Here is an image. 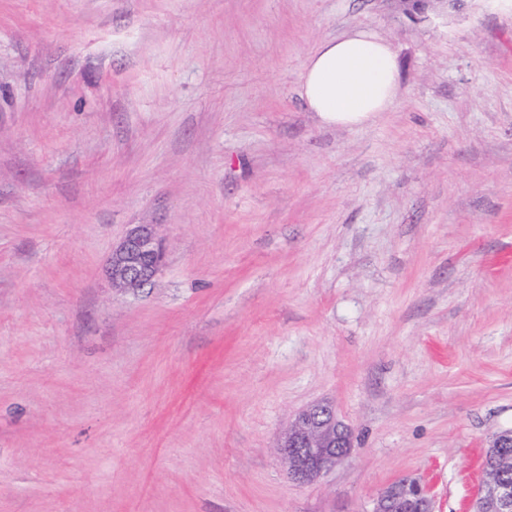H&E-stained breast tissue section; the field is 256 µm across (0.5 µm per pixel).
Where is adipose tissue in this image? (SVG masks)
<instances>
[{
  "instance_id": "adipose-tissue-1",
  "label": "adipose tissue",
  "mask_w": 512,
  "mask_h": 512,
  "mask_svg": "<svg viewBox=\"0 0 512 512\" xmlns=\"http://www.w3.org/2000/svg\"><path fill=\"white\" fill-rule=\"evenodd\" d=\"M399 90V66L389 44L356 30L322 42L305 60L299 93L327 126L356 127L388 111Z\"/></svg>"
}]
</instances>
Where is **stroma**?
Listing matches in <instances>:
<instances>
[{
    "instance_id": "1",
    "label": "stroma",
    "mask_w": 512,
    "mask_h": 512,
    "mask_svg": "<svg viewBox=\"0 0 512 512\" xmlns=\"http://www.w3.org/2000/svg\"><path fill=\"white\" fill-rule=\"evenodd\" d=\"M368 29L395 106L320 124ZM166 260L105 274L130 225ZM331 403L350 456L276 452ZM512 430V0H0V512H471ZM298 85L322 124L364 126L395 103L397 57L376 34L355 30L322 42L305 60ZM164 249L153 224L133 225L113 248L105 266L114 288L136 291L162 268ZM351 430L334 407L321 403L299 413L280 439L277 451L288 476L309 483L349 457ZM496 447H488L485 453L484 469L493 468V472L497 471L501 474V478L512 482V466L506 470L499 469V452L501 448H509L512 450V432L505 435H497L495 438ZM373 512H433L430 496L423 494L415 482L399 480L380 493Z\"/></svg>"
}]
</instances>
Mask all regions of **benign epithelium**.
<instances>
[{
	"label": "benign epithelium",
	"mask_w": 512,
	"mask_h": 512,
	"mask_svg": "<svg viewBox=\"0 0 512 512\" xmlns=\"http://www.w3.org/2000/svg\"><path fill=\"white\" fill-rule=\"evenodd\" d=\"M163 261L164 249L154 225L137 224L113 248L105 272L113 287L136 291L153 280ZM352 447L348 425L338 419L331 404L321 403L295 417L277 451L289 478L309 483L348 458ZM484 491L489 512H512V484L487 479ZM373 512H433V502L416 483L399 480L380 493Z\"/></svg>",
	"instance_id": "benign-epithelium-1"
}]
</instances>
